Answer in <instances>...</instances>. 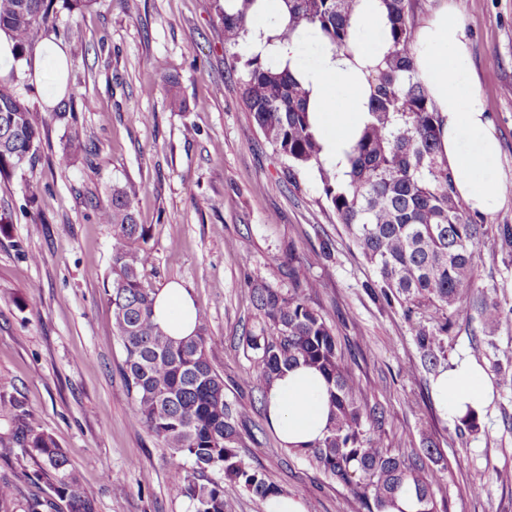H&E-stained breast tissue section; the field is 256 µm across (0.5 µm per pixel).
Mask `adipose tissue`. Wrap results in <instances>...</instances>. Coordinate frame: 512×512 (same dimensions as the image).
I'll return each mask as SVG.
<instances>
[{
	"label": "adipose tissue",
	"mask_w": 512,
	"mask_h": 512,
	"mask_svg": "<svg viewBox=\"0 0 512 512\" xmlns=\"http://www.w3.org/2000/svg\"><path fill=\"white\" fill-rule=\"evenodd\" d=\"M282 15L281 0H257L246 46L250 54L289 66L308 92L321 158L347 181L353 147L370 121L368 77L393 50L387 8L383 0H355L352 38L347 48L322 47L319 34L299 29L287 40L274 39ZM414 75L425 86L440 114V150L451 169L456 190L469 208L491 214L505 201L496 175L501 142L488 102L472 77L471 44L453 0L423 16L413 48ZM36 85L45 104L66 92L67 57L55 37L41 40L31 59ZM154 319L175 338L194 335L197 310L182 284L172 281L155 297ZM435 392L442 411L462 416L480 409L492 386L485 370L461 362L440 373ZM267 417L286 448H306L322 437L330 422L325 379L316 370L299 366L273 380L266 393Z\"/></svg>",
	"instance_id": "1"
}]
</instances>
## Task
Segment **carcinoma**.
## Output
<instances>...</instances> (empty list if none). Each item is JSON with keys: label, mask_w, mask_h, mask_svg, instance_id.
<instances>
[{"label": "carcinoma", "mask_w": 512, "mask_h": 512, "mask_svg": "<svg viewBox=\"0 0 512 512\" xmlns=\"http://www.w3.org/2000/svg\"><path fill=\"white\" fill-rule=\"evenodd\" d=\"M237 2L233 12L226 9V0H215L214 8L252 126L285 159L282 175L293 188L300 187L303 171L318 172L336 219L375 271V279L365 287L387 304L399 305L413 327L423 366L437 370L447 357L453 314L463 292L474 284L485 228L467 215L448 164L439 159L440 114L412 76L418 24L414 5L411 0H384L394 50L369 78L371 120L354 146L350 179L341 183L321 159L308 93L289 68L257 56L237 68L238 49L246 41L256 0ZM353 2L283 0L288 21L277 39L304 27L320 33L331 49H342L351 37ZM53 17L54 0H0V30L11 33L22 57ZM45 127L46 119L25 96L0 80V178L28 174L32 203L42 186L35 166ZM84 148L82 129L69 123L57 164L71 165ZM95 209L98 221L113 230L105 292L112 308V334L124 351L121 372L133 400L132 424L166 448L169 477L181 485L194 512H229L226 482L262 500L282 493L239 455L238 444L247 431L245 409L226 398L224 376L208 357L206 329L200 325L194 335L175 339L154 321L156 292L144 282L152 256L147 227L137 220L136 193L114 186L107 203ZM288 262L294 282L288 291L262 280L250 282L259 316V332L246 338L252 390L266 392L277 376L294 366L315 368L328 386L331 421L304 454L345 487L364 512H387L407 483L416 490L418 512H437L432 486L438 476L426 469L421 456L394 455L387 447L385 410L343 364L332 327L309 302L308 293L318 284L299 278L291 266L293 258ZM477 311L488 329L504 318L489 293L481 294ZM0 422L7 426L0 433V458L36 460L32 481L53 492L30 499L24 512H58L61 502L68 512H94L93 496L81 486L65 450L40 428L25 401L0 400ZM208 470L223 474V480L201 478Z\"/></svg>", "instance_id": "1"}]
</instances>
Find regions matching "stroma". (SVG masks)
Here are the masks:
<instances>
[{"instance_id":"obj_1","label":"stroma","mask_w":512,"mask_h":512,"mask_svg":"<svg viewBox=\"0 0 512 512\" xmlns=\"http://www.w3.org/2000/svg\"><path fill=\"white\" fill-rule=\"evenodd\" d=\"M454 4L472 43L473 75L493 108L497 175L506 188L498 211L473 220L488 231L475 289L496 292L507 315L488 338L475 308L461 307L448 341V362L477 363L493 383L478 431L464 436L439 408L436 377L423 368L399 306L367 289L374 273L330 209L317 172H304L297 190L282 179V158L241 103L213 0H94L80 10L56 0L48 31L66 50L76 95L40 106L49 136L36 203L28 204L21 176L0 179V216L11 219L0 231V398L26 402L94 495L95 512H192L168 477L161 445L130 423L124 352L104 293L112 227L98 223L92 207L116 185L140 199L138 221L149 229L153 256L146 281L159 289L176 280L189 290L228 399L249 409L240 456L304 512H358L359 505L309 458L284 448L265 403L244 383L245 337L259 327L248 283L288 289L292 265L318 281L312 301L384 408L389 448L424 455L438 471L440 512H512V246L499 236L501 225H512V0ZM76 24L79 42L68 36ZM170 77L185 110L170 105ZM57 111L75 114L97 147L66 169L55 164L66 140ZM142 112L150 122L139 121ZM36 467L32 459L0 462V482L13 487L10 512H23L39 494L28 478Z\"/></svg>"}]
</instances>
